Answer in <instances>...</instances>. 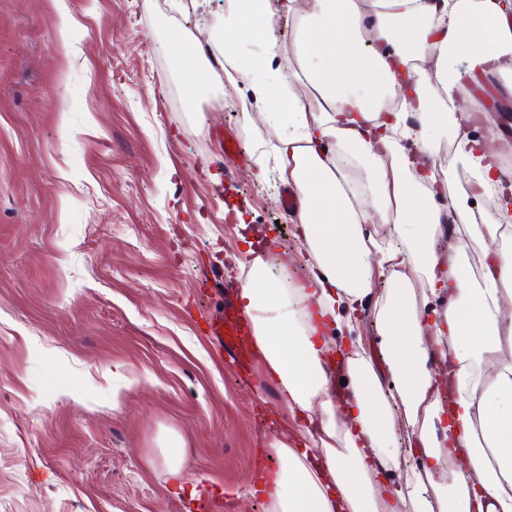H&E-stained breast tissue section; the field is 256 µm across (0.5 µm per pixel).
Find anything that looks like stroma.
Masks as SVG:
<instances>
[{
  "instance_id": "1",
  "label": "stroma",
  "mask_w": 512,
  "mask_h": 512,
  "mask_svg": "<svg viewBox=\"0 0 512 512\" xmlns=\"http://www.w3.org/2000/svg\"><path fill=\"white\" fill-rule=\"evenodd\" d=\"M225 4L0 0V512H194L170 434L199 496L265 512L248 481L290 417L206 330L241 286V224L299 276L302 242L283 184L254 176L274 135L245 132L251 93L220 76ZM196 48L219 75L205 97L179 77Z\"/></svg>"
}]
</instances>
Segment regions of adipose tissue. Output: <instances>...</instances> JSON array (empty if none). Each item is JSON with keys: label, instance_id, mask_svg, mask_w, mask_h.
I'll list each match as a JSON object with an SVG mask.
<instances>
[{"label": "adipose tissue", "instance_id": "1", "mask_svg": "<svg viewBox=\"0 0 512 512\" xmlns=\"http://www.w3.org/2000/svg\"><path fill=\"white\" fill-rule=\"evenodd\" d=\"M292 13L300 74L273 66L260 43ZM212 36L224 76L252 92L275 134L254 154L275 161L300 200L293 221L306 282L275 275L271 238L242 236L251 264L238 291L253 348L280 386L293 426L273 438L271 471L250 477L266 512H512V170L497 144L448 131L449 114L482 126L464 75H497L512 62V0H228ZM468 60L458 71V55ZM452 138L469 174L437 177L427 156ZM417 144L419 153L407 152ZM472 197L477 208L465 206ZM493 199V209L481 207ZM380 221L388 237L365 224ZM453 235L456 256L439 242ZM478 275H466L470 251ZM390 286L374 297L377 274ZM373 301L385 348L378 371L361 342L334 335L343 313ZM432 497L388 488L398 465L395 415Z\"/></svg>", "mask_w": 512, "mask_h": 512}]
</instances>
